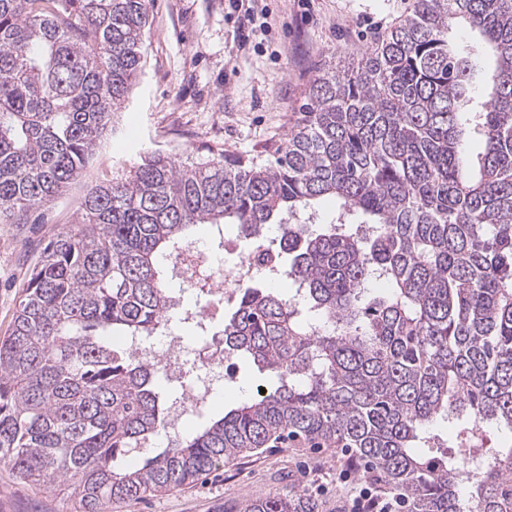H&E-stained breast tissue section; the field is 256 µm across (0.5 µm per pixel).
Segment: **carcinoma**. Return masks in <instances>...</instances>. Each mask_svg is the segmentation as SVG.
<instances>
[{
  "label": "carcinoma",
  "mask_w": 512,
  "mask_h": 512,
  "mask_svg": "<svg viewBox=\"0 0 512 512\" xmlns=\"http://www.w3.org/2000/svg\"><path fill=\"white\" fill-rule=\"evenodd\" d=\"M150 26V0H0V224L28 223L79 177ZM325 198L336 221L314 233L298 216ZM79 210L0 341V460L21 480L109 512L299 436L351 449L406 512H512V445L459 480L487 453L485 424L512 433V0H415L361 59L316 75L274 160L151 151L88 187ZM197 224L278 225L300 298L245 288L221 323L268 394L129 463L164 431L176 391L158 386L155 357L113 337L169 325L160 258ZM373 279L387 292L369 295ZM439 417L460 422L452 451L416 452ZM240 512L322 504L275 493Z\"/></svg>",
  "instance_id": "carcinoma-1"
}]
</instances>
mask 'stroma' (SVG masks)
<instances>
[{
    "instance_id": "35a3bbf8",
    "label": "stroma",
    "mask_w": 512,
    "mask_h": 512,
    "mask_svg": "<svg viewBox=\"0 0 512 512\" xmlns=\"http://www.w3.org/2000/svg\"><path fill=\"white\" fill-rule=\"evenodd\" d=\"M415 0H257L250 46L238 48L244 13L232 0H153L143 71L81 178L33 210L24 226L0 224V338L12 330L29 272L45 242L74 224L88 184L130 169L141 149L206 159L214 153L271 159L329 62L363 55ZM225 406L268 384L249 362L224 365ZM367 466L347 448L297 438L272 444L201 483L112 512H239L249 497L306 491L323 512H348ZM0 512H80L68 490L27 484L0 462Z\"/></svg>"
}]
</instances>
